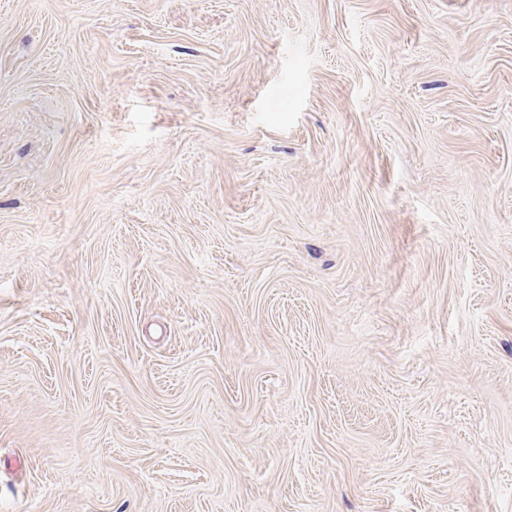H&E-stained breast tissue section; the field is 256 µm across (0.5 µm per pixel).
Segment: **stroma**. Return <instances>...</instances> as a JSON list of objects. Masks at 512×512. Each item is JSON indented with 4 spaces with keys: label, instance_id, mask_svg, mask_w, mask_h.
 Returning a JSON list of instances; mask_svg holds the SVG:
<instances>
[{
    "label": "stroma",
    "instance_id": "1",
    "mask_svg": "<svg viewBox=\"0 0 512 512\" xmlns=\"http://www.w3.org/2000/svg\"><path fill=\"white\" fill-rule=\"evenodd\" d=\"M0 512H512V0H0Z\"/></svg>",
    "mask_w": 512,
    "mask_h": 512
}]
</instances>
